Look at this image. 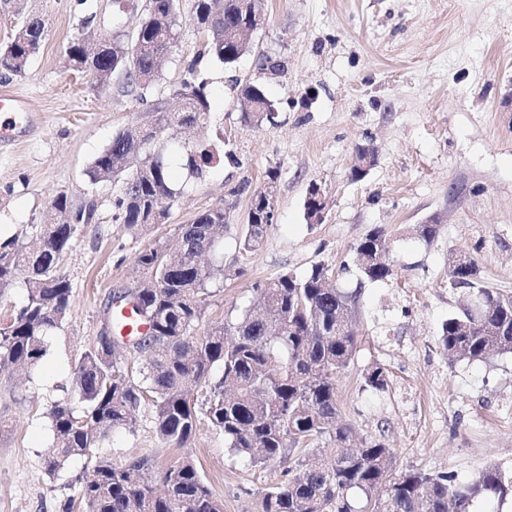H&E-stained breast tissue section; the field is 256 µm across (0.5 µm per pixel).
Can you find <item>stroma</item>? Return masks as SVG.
Masks as SVG:
<instances>
[{"mask_svg":"<svg viewBox=\"0 0 512 512\" xmlns=\"http://www.w3.org/2000/svg\"><path fill=\"white\" fill-rule=\"evenodd\" d=\"M265 9V27L237 63L198 60L213 121L167 141L182 195L153 235L134 237L114 219L111 185L90 184L86 170L147 105L121 75L93 82L68 69L62 47L81 34L128 40L136 13L112 0H0V45L32 13L48 30L23 74H0V91H14L31 111L11 141H0V237L31 240L58 193L96 204L63 260L73 297L47 356L27 374L0 370V512H62L76 497L86 460L54 479L43 467L46 401L62 395L75 359L112 329V294L135 285L139 252L156 236L175 242L177 225L219 204L227 216L218 254L242 275L216 281L207 320L246 304L255 281L331 265L337 287L357 296L361 341L337 385L343 422L383 437L403 469L451 471L463 484L487 466H512V355L452 359L437 342L469 296L449 283L452 256H473L481 281L512 293V0H265ZM202 43L182 11L156 98L171 99ZM249 82L274 104L273 122H245L240 89ZM185 140L216 144L231 158L191 179L178 161ZM361 146L373 148L375 162L355 182ZM271 170L275 220L259 249L241 250L251 198ZM314 183L327 207L312 226L305 200ZM433 217L441 229L427 243L416 227ZM378 225L394 240L397 276L364 283L353 247ZM376 363L389 374L377 394L361 387ZM102 453L117 465L148 454L159 468L191 457L224 512H259L263 489L280 473L276 464L250 471L205 423L189 448L166 447L148 408L135 432L111 434Z\"/></svg>","mask_w":512,"mask_h":512,"instance_id":"obj_1","label":"stroma"}]
</instances>
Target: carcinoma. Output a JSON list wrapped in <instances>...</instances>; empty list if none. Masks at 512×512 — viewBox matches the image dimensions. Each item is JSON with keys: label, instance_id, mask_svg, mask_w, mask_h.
<instances>
[{"label": "carcinoma", "instance_id": "obj_1", "mask_svg": "<svg viewBox=\"0 0 512 512\" xmlns=\"http://www.w3.org/2000/svg\"><path fill=\"white\" fill-rule=\"evenodd\" d=\"M215 2L190 0V14L205 38L202 54L230 66L248 52L241 33L262 23L264 0H223L219 9ZM179 26L178 0H144L131 42L107 43L92 55L87 38L76 36L64 55L88 76L120 74L144 101L160 77L158 60L177 47ZM44 36V19L30 15L0 46V70L22 73ZM206 86L204 79L186 80L175 90L189 107L178 115L153 100L140 125L116 132L87 171L91 183L116 188L114 218L129 233L143 235L163 223L177 202L158 143L177 125L211 123ZM241 95L255 107L246 121L272 122L261 87L247 84ZM184 158L197 177L224 160L209 145L189 143ZM50 209L57 220L41 225L32 243H0V288L21 279L27 290L23 306L0 323V366L37 365L70 308L72 285L62 262L79 227L91 223L95 205H75L59 193ZM225 219L224 206L211 207L177 226L175 250L158 238L139 253L143 280L120 295L148 324L145 343L128 347L123 336L104 333L74 361L70 392L46 406L53 439V452L44 458L48 475L60 474L74 457L92 462L91 476L79 482V502L88 512H224L189 458L162 470L157 487L146 477L149 457L118 466L97 453L110 434L134 432L137 414L149 406L166 445L189 447L205 421L248 466L282 465L278 480L264 489L262 512H474L480 499L512 498V467L484 469L463 485L451 471L401 470L383 440L358 442L341 422L336 382L357 352L352 323L358 311L355 296L331 284L330 266L257 281L253 302L262 306L261 315L249 306L204 326L210 284L243 275L200 263L217 250ZM274 219V199L255 192L239 246L258 249ZM353 251L360 283L394 277L385 228L373 227ZM450 270L459 276L451 284L471 290L472 302L443 323L439 346L469 361L512 354V294L480 284L470 256L453 260ZM388 378L375 364L363 374V389L384 392Z\"/></svg>", "mask_w": 512, "mask_h": 512}]
</instances>
